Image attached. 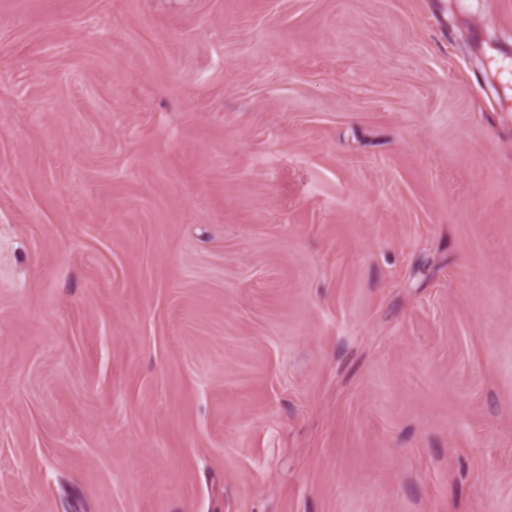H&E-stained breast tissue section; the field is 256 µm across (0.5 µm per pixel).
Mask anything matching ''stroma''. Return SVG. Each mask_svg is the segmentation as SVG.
<instances>
[{"label": "stroma", "instance_id": "stroma-1", "mask_svg": "<svg viewBox=\"0 0 512 512\" xmlns=\"http://www.w3.org/2000/svg\"><path fill=\"white\" fill-rule=\"evenodd\" d=\"M512 0H0V512H512Z\"/></svg>", "mask_w": 512, "mask_h": 512}]
</instances>
